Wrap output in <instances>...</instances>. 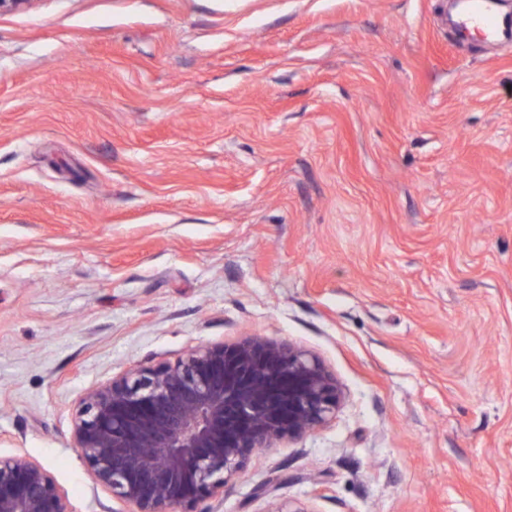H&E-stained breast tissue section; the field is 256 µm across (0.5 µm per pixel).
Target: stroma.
<instances>
[{"mask_svg":"<svg viewBox=\"0 0 512 512\" xmlns=\"http://www.w3.org/2000/svg\"><path fill=\"white\" fill-rule=\"evenodd\" d=\"M244 336L342 400L212 512H512V42L448 0L1 14L0 454L132 512L73 446L81 398Z\"/></svg>","mask_w":512,"mask_h":512,"instance_id":"1","label":"stroma"}]
</instances>
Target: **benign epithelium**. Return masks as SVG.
Listing matches in <instances>:
<instances>
[{
  "mask_svg": "<svg viewBox=\"0 0 512 512\" xmlns=\"http://www.w3.org/2000/svg\"><path fill=\"white\" fill-rule=\"evenodd\" d=\"M341 389L314 354L246 336L138 365L83 399L74 448L134 512H206L259 448L325 425ZM0 512H71L49 471L0 455Z\"/></svg>",
  "mask_w": 512,
  "mask_h": 512,
  "instance_id": "obj_1",
  "label": "benign epithelium"
}]
</instances>
